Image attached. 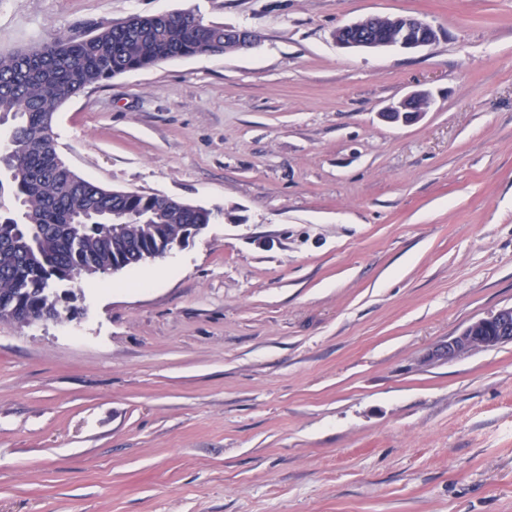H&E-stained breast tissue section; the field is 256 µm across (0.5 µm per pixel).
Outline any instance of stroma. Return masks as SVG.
I'll return each mask as SVG.
<instances>
[{"instance_id": "obj_1", "label": "stroma", "mask_w": 512, "mask_h": 512, "mask_svg": "<svg viewBox=\"0 0 512 512\" xmlns=\"http://www.w3.org/2000/svg\"><path fill=\"white\" fill-rule=\"evenodd\" d=\"M181 11L259 45L88 88L53 133L214 219L71 320L0 323V512H512V344L426 359L512 305V0H0V51ZM374 15L437 39L337 45ZM430 105V94L426 90L415 91L387 107L381 117L390 122L409 124L416 121Z\"/></svg>"}]
</instances>
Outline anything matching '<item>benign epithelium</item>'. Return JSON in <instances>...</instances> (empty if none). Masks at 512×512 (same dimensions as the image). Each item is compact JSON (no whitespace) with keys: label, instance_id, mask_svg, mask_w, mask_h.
Wrapping results in <instances>:
<instances>
[{"label":"benign epithelium","instance_id":"obj_1","mask_svg":"<svg viewBox=\"0 0 512 512\" xmlns=\"http://www.w3.org/2000/svg\"><path fill=\"white\" fill-rule=\"evenodd\" d=\"M336 44L351 50H372L399 47L416 50L431 45L437 31L428 23L414 16L368 17L336 29ZM430 105V94L426 90L415 91L381 112V117L390 122L405 124L416 121ZM58 304L66 315L79 313L76 299L52 289ZM512 343V306L480 318L456 336L437 346L429 354L432 359H454L473 350L491 349Z\"/></svg>","mask_w":512,"mask_h":512}]
</instances>
